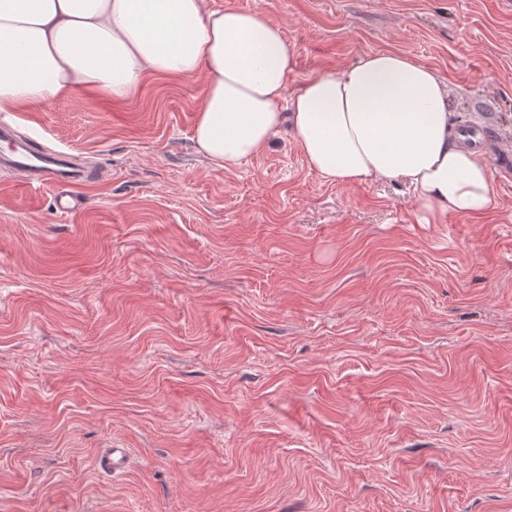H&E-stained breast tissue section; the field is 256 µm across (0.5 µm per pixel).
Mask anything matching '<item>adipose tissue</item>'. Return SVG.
Listing matches in <instances>:
<instances>
[{"label":"adipose tissue","mask_w":512,"mask_h":512,"mask_svg":"<svg viewBox=\"0 0 512 512\" xmlns=\"http://www.w3.org/2000/svg\"><path fill=\"white\" fill-rule=\"evenodd\" d=\"M293 66L279 26L207 9L205 0H0V113L80 89L124 99L151 73L199 76L193 140L224 169L268 150L286 127L329 182L406 184L423 223L493 208L491 170L458 144L436 70L399 52H369L291 93Z\"/></svg>","instance_id":"adipose-tissue-1"}]
</instances>
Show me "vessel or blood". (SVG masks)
Here are the masks:
<instances>
[{"label": "vessel or blood", "instance_id": "b4317fda", "mask_svg": "<svg viewBox=\"0 0 512 512\" xmlns=\"http://www.w3.org/2000/svg\"><path fill=\"white\" fill-rule=\"evenodd\" d=\"M0 141L9 142L7 151L0 153V169L22 176L29 186L51 188L53 205L58 214L70 215L83 206L76 189L91 179L86 166L71 156L50 151L32 140L16 137L13 129L0 126Z\"/></svg>", "mask_w": 512, "mask_h": 512}]
</instances>
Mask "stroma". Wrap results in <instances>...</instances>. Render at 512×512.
<instances>
[{
  "label": "stroma",
  "mask_w": 512,
  "mask_h": 512,
  "mask_svg": "<svg viewBox=\"0 0 512 512\" xmlns=\"http://www.w3.org/2000/svg\"><path fill=\"white\" fill-rule=\"evenodd\" d=\"M206 5L283 29L288 91L392 49L512 140V0ZM202 95L149 74L0 114L104 173L68 217L0 175V512H512V178L423 224L285 131L214 166Z\"/></svg>",
  "instance_id": "obj_1"
}]
</instances>
